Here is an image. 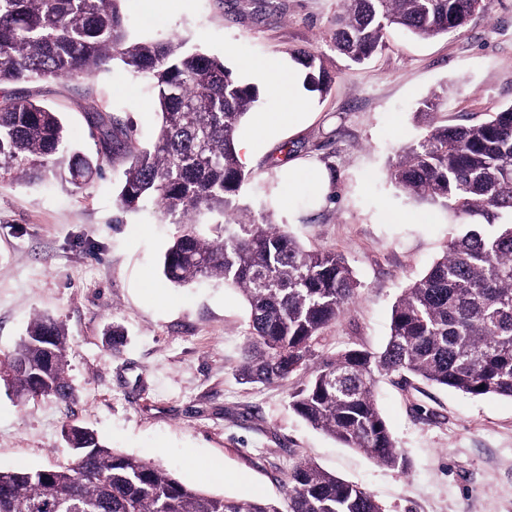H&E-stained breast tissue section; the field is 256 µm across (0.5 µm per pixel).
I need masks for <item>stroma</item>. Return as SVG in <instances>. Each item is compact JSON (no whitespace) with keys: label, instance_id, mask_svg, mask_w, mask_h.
Wrapping results in <instances>:
<instances>
[{"label":"stroma","instance_id":"35a3bbf8","mask_svg":"<svg viewBox=\"0 0 512 512\" xmlns=\"http://www.w3.org/2000/svg\"><path fill=\"white\" fill-rule=\"evenodd\" d=\"M340 0H124L134 34L179 36L221 58L243 82L247 65L289 60L294 49L323 57L332 81L311 92L305 127L280 130L256 151L242 202L256 221L285 226L308 248L344 256L360 287L316 354L385 346L392 307L461 231L446 213L406 197L388 170L425 126L418 103L446 90L439 123L475 124L512 104V0H487L461 30L420 40L390 31L385 50L355 64L332 47ZM23 90L64 118L72 144L99 149L94 114L120 115L138 145L159 119L146 79L121 67ZM314 158L331 172L334 195L301 206L277 169ZM126 167L106 166L81 192L0 180V354L11 352L38 314L69 336L70 403L22 401L0 383V468L66 464L63 432L77 424L117 451L165 466L184 482L241 501L281 499L289 466L307 459L362 486L383 512H512V400L473 397L415 377L382 376L377 401L406 471L380 465L314 429L289 406L305 379L275 384L240 375L248 309L236 291L211 281L177 288L160 259L175 225L152 211L120 212ZM427 212L431 224H390V213ZM121 326L112 352L105 338ZM204 463L224 470L203 478Z\"/></svg>","mask_w":512,"mask_h":512}]
</instances>
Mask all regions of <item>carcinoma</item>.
<instances>
[{
    "label": "carcinoma",
    "instance_id": "1",
    "mask_svg": "<svg viewBox=\"0 0 512 512\" xmlns=\"http://www.w3.org/2000/svg\"><path fill=\"white\" fill-rule=\"evenodd\" d=\"M123 0H0V86L89 77L118 64L145 75L159 116L154 141L140 147L117 117L96 122L95 156L74 149L60 113L15 91L0 96V178L38 185L52 178L78 191L114 156L128 160L116 197L122 211L152 206L177 226L161 271L174 286L218 279L249 309L241 375L252 383L304 371L289 406L306 422L376 462L407 469L379 411L376 376L408 374L472 396L512 400V105L471 125L434 122L444 96L424 99L426 133L406 147L390 179L416 202L465 227L392 309L380 353L352 349L314 360L325 328L355 297L345 258L306 248L286 229L256 222L241 203L249 179L237 133L260 100L216 57L182 38L132 36ZM483 0H341L331 41L363 63L403 29L432 39L464 27ZM313 89L327 90L323 60L297 49ZM220 218L215 234L200 217ZM68 337L53 318L35 316L0 358L4 385L21 400L71 399ZM73 460L44 469H0V512H382L373 495L309 461L288 470L281 500L239 502L188 485L159 464L119 453L90 429L70 425Z\"/></svg>",
    "mask_w": 512,
    "mask_h": 512
}]
</instances>
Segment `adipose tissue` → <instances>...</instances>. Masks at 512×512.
Instances as JSON below:
<instances>
[{
  "label": "adipose tissue",
  "mask_w": 512,
  "mask_h": 512,
  "mask_svg": "<svg viewBox=\"0 0 512 512\" xmlns=\"http://www.w3.org/2000/svg\"><path fill=\"white\" fill-rule=\"evenodd\" d=\"M255 78L264 81L275 96L282 101L279 112H261L253 127L238 143L242 163H249L260 142L284 127H297L306 122L310 102L305 94V73L297 65L285 66L271 59L255 65ZM281 177L289 186H302L309 204L320 205L332 193V179L327 168L314 161L292 162L282 169Z\"/></svg>",
  "instance_id": "obj_1"
}]
</instances>
